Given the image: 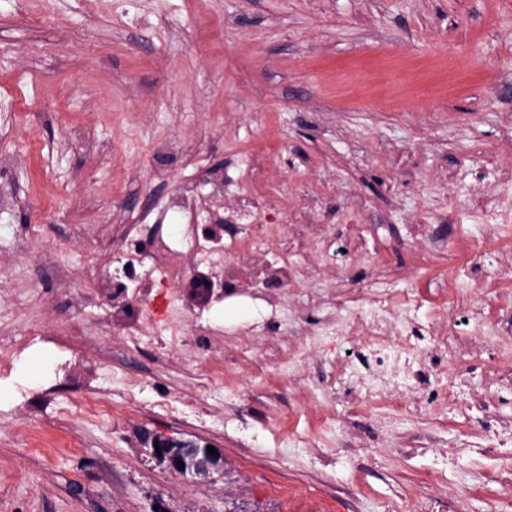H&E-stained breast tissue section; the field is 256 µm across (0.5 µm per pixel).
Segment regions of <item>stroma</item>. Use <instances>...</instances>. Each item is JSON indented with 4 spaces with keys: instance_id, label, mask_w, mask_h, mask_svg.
<instances>
[{
    "instance_id": "obj_1",
    "label": "stroma",
    "mask_w": 512,
    "mask_h": 512,
    "mask_svg": "<svg viewBox=\"0 0 512 512\" xmlns=\"http://www.w3.org/2000/svg\"><path fill=\"white\" fill-rule=\"evenodd\" d=\"M0 157V337L21 345L0 512H489L512 472L481 427L512 429V223L484 221L512 215V0H0ZM224 169L226 209L249 182L278 226L243 228L223 300L156 284L189 306L184 343L73 308L86 252ZM413 289L440 325L406 345L422 376L387 398L338 376L364 337L311 323ZM153 435L220 467L181 476Z\"/></svg>"
}]
</instances>
